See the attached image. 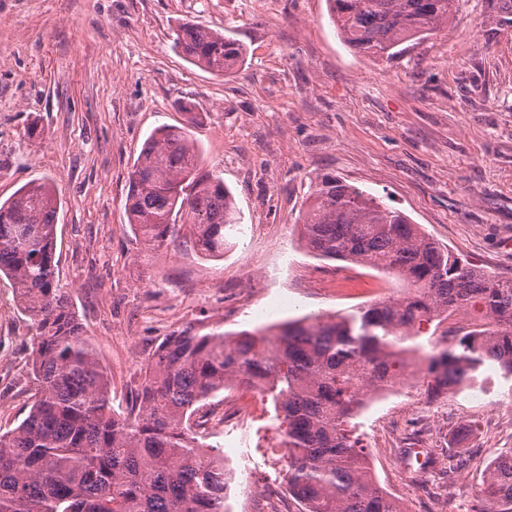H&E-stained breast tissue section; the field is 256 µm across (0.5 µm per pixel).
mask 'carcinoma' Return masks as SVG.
Returning <instances> with one entry per match:
<instances>
[{
	"instance_id": "carcinoma-1",
	"label": "carcinoma",
	"mask_w": 512,
	"mask_h": 512,
	"mask_svg": "<svg viewBox=\"0 0 512 512\" xmlns=\"http://www.w3.org/2000/svg\"><path fill=\"white\" fill-rule=\"evenodd\" d=\"M326 2L344 45L391 58L447 25L455 0ZM492 4L497 25L511 28L512 0ZM175 47L222 76L243 56L235 40L191 21L179 24ZM201 166L191 128L149 135L124 204L145 250L168 247L179 224L198 252L224 256L242 217L224 180ZM59 209L46 181L0 202V274L32 321L35 385L26 417L0 432V512H224V466L207 454L191 418L226 387L257 390L273 404L283 480L304 512H400L352 430L363 397L410 368L425 372L431 401L487 383L488 361L512 380V278L463 262L403 211L324 175L299 216L306 248L397 276L408 295L273 330L176 329L119 412L96 343L56 276ZM472 512H512V454L489 464Z\"/></svg>"
}]
</instances>
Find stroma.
<instances>
[{
	"label": "stroma",
	"mask_w": 512,
	"mask_h": 512,
	"mask_svg": "<svg viewBox=\"0 0 512 512\" xmlns=\"http://www.w3.org/2000/svg\"><path fill=\"white\" fill-rule=\"evenodd\" d=\"M218 29L246 48L218 76L174 47L179 23ZM194 104L203 169L243 214L222 259L178 238L144 251L124 210L128 173L157 127ZM332 175L405 212L493 277H512V33L490 0H456L448 26L392 59L336 34L326 0H0V201L53 183L55 260L85 331L125 406L171 329L252 330L307 314L344 315L372 296L323 281L338 263L299 241L298 214ZM30 319L0 279V430L33 401ZM359 413L356 431L379 484L404 512H469L488 463L512 449V382ZM462 468L441 467L454 426ZM228 472L224 512H245L276 466H238L234 437L206 439ZM421 481H414V474Z\"/></svg>",
	"instance_id": "stroma-1"
}]
</instances>
